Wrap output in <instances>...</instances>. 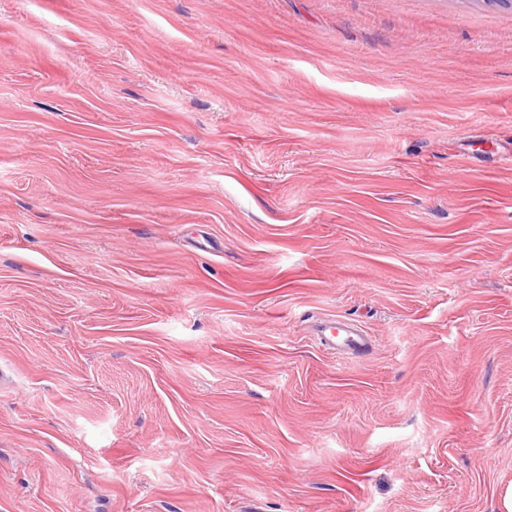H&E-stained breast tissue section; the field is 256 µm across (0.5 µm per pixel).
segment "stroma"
<instances>
[{
  "label": "stroma",
  "instance_id": "35a3bbf8",
  "mask_svg": "<svg viewBox=\"0 0 512 512\" xmlns=\"http://www.w3.org/2000/svg\"><path fill=\"white\" fill-rule=\"evenodd\" d=\"M509 135L474 0H0V512H506ZM322 345L337 350L341 356H362L371 348L369 336L354 325L340 318H332L322 323L315 333Z\"/></svg>",
  "mask_w": 512,
  "mask_h": 512
}]
</instances>
